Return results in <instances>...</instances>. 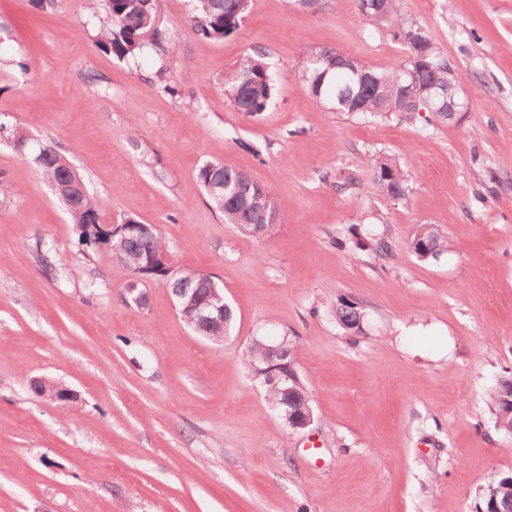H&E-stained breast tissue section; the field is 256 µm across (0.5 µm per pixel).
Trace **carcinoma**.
Wrapping results in <instances>:
<instances>
[{
	"instance_id": "carcinoma-1",
	"label": "carcinoma",
	"mask_w": 512,
	"mask_h": 512,
	"mask_svg": "<svg viewBox=\"0 0 512 512\" xmlns=\"http://www.w3.org/2000/svg\"><path fill=\"white\" fill-rule=\"evenodd\" d=\"M110 17V27L98 35V46L120 60H135L146 52H153L165 59L176 50V41L170 35L156 0H104ZM192 8L187 18L195 34L204 39L222 40L235 32L246 17L251 0H191ZM357 9L365 18H374L386 25L391 37L400 42L407 53L404 62L388 71L370 70L372 80L368 85L359 81L356 73L338 65L334 50L314 52L304 49L300 53L299 68L308 93L318 102H327L338 112H350V96L360 99L361 113L382 120L415 119V112L400 115L401 97H418L426 85L445 87L452 71L448 60L440 55L429 34L421 31L415 22L405 17L402 0H357ZM273 95V82L266 64L258 54L244 55L231 69L224 72L225 100L238 112L250 116L262 114ZM39 174L58 186V196L66 206L71 223L79 230V243L90 245L98 240L89 236L87 224L100 223L99 206L89 192L70 191L65 157L51 142L38 147L32 157ZM372 172L378 191L389 201H402L412 191L410 175L395 158L382 154L371 159ZM197 178L205 188L210 201L224 214V222L234 224L250 235L259 226L270 228L277 224L284 206L276 199L269 186H259L241 171L224 166L221 162H209L198 169ZM424 240L429 244V254L422 259H436L448 251V239L434 224H417L409 238V244ZM356 247L362 251L385 254L392 245L385 237L368 240L356 237ZM168 249L159 229L148 225L140 235L130 239L125 247L129 255L128 269L143 264L145 258ZM155 282L169 288L174 299L184 305L198 302L207 293L210 283L198 273L184 269L179 281ZM336 320L345 327L357 328L361 316L357 304L340 299L329 306ZM270 341L255 337L246 349V364L263 387L271 409L279 416L286 414L283 403L284 382L269 376H257L256 367L265 356ZM512 380L503 377L487 391L491 412L501 429L508 430L512 416L502 414L503 385Z\"/></svg>"
}]
</instances>
